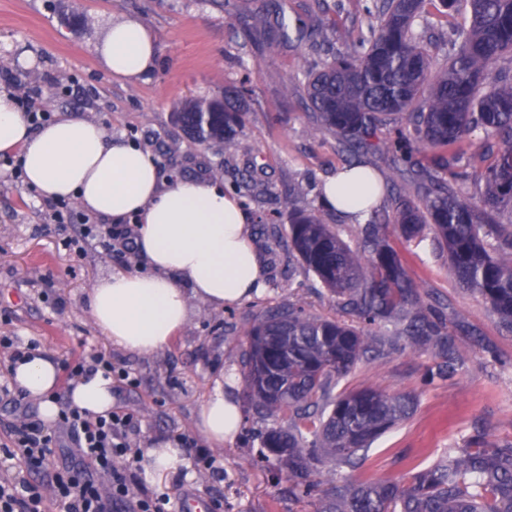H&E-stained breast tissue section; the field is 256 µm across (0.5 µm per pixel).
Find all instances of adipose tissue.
I'll list each match as a JSON object with an SVG mask.
<instances>
[{"mask_svg":"<svg viewBox=\"0 0 512 512\" xmlns=\"http://www.w3.org/2000/svg\"><path fill=\"white\" fill-rule=\"evenodd\" d=\"M112 74L135 80L149 71L156 48L137 20L113 21L98 47ZM0 153L18 155L25 180L42 199H76L87 213L120 221L138 217L137 250L150 268L146 274L114 272L90 291L91 315L113 343L135 354L163 350L190 318L192 301L220 310L263 287L264 269L251 230L237 201L216 183L182 180L163 185L149 151L108 138L95 122L73 114L32 129L12 98L0 92ZM370 168L338 171L324 187L329 207L358 221L379 195L362 201L365 184H379ZM59 370L50 355L35 351L18 363L11 377L39 403L44 422L55 421ZM69 401L90 415L112 411V379L97 371L77 379ZM241 409L223 388L203 403L197 426L211 444L234 441ZM145 473L157 480L189 469L180 448L156 444L145 451Z\"/></svg>","mask_w":512,"mask_h":512,"instance_id":"ef3b65f1","label":"adipose tissue"}]
</instances>
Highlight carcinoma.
<instances>
[{
  "mask_svg": "<svg viewBox=\"0 0 512 512\" xmlns=\"http://www.w3.org/2000/svg\"><path fill=\"white\" fill-rule=\"evenodd\" d=\"M436 9L464 10L453 33L456 51L440 79L424 92L433 56L420 20ZM367 27L348 32L349 48L298 82L318 126L343 145L345 167L386 148L395 169L421 177L416 196L393 185V212L369 207L361 232L366 252L351 248L313 212L289 213L288 250L336 297V315L313 316L294 303L269 307L254 319L242 352L248 404L271 421L261 459L303 500L320 488L317 512H512V443L489 445L480 434L450 448L436 463L414 468L403 484L366 478L351 483L311 479L331 459L355 470L362 452L408 419L416 398L367 387L333 395L371 350L360 326L399 327L409 344L433 349L441 361L429 378L458 370L447 322L426 303L388 237L408 242L428 225L445 244L456 279L478 294L512 329V231L498 224L512 213V70L497 66L512 52V0H382ZM263 29L299 46L323 45L317 22L291 28L281 0L259 14ZM249 90L233 87L224 99H188L174 122L199 142L232 141L244 125ZM482 131L493 159L468 172L470 160L428 151L448 148ZM474 180L480 193L453 187ZM288 417V426L279 423Z\"/></svg>",
  "mask_w": 512,
  "mask_h": 512,
  "instance_id": "cac0c4a2",
  "label": "carcinoma"
}]
</instances>
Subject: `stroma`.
Here are the masks:
<instances>
[{
    "label": "stroma",
    "instance_id": "35a3bbf8",
    "mask_svg": "<svg viewBox=\"0 0 512 512\" xmlns=\"http://www.w3.org/2000/svg\"><path fill=\"white\" fill-rule=\"evenodd\" d=\"M225 0H0V91L17 94L26 76L45 100L51 116L69 112L100 124L115 139L150 150L162 180L215 179L241 205L255 242L267 261V288L217 311L197 302L189 322L162 351L137 355L112 345L94 322L89 293L111 272L147 269L140 255L106 253L88 245L84 253L65 246L79 236L82 220L58 229L45 201L24 180L5 177L0 155V336L20 345L36 343L56 362L105 351L114 366L135 382L113 389V409L139 420V448L159 440L203 448L197 430L201 405L216 383L234 376L232 393L243 400L241 354L246 332L263 309L286 301L310 314L331 316L336 300L288 252V208L297 202L319 210L351 247H359L360 227L320 210L321 184L343 164L337 136L316 131L299 95L287 92L303 71L322 66L324 55L306 46L263 35L247 37L254 26L256 0H235L239 28L224 24ZM290 19L319 20L337 52L346 50L349 30L366 24L363 0H285ZM142 22L156 43L153 69L136 82L112 76L95 48L114 18ZM245 86L251 98L245 123L232 144L199 143L174 124L171 115L187 98L220 99L230 86ZM309 194L293 199L296 184ZM410 277L447 320L448 332L464 364L446 380H424L430 351L394 343L393 328L370 327L369 341L382 351L364 359L336 389L373 386L388 393H411L413 415L373 442L364 452L367 473L405 481L413 465H428L445 451L465 445L476 430L492 444L512 443V330L477 295L462 288L448 252L433 229L410 242L392 239ZM38 406L26 412L0 401V479L21 472L7 458L13 428L38 419ZM265 421L242 412L235 442L210 450L216 470L194 469L192 478L173 474L145 483L151 493L221 501L223 512H313V499L295 500L287 483H275L259 462L257 432Z\"/></svg>",
    "mask_w": 512,
    "mask_h": 512
}]
</instances>
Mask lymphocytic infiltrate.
Masks as SVG:
<instances>
[{"label":"lymphocytic infiltrate","mask_w":512,"mask_h":512,"mask_svg":"<svg viewBox=\"0 0 512 512\" xmlns=\"http://www.w3.org/2000/svg\"><path fill=\"white\" fill-rule=\"evenodd\" d=\"M138 431L131 414L93 417L65 401L57 429L24 423L15 428L10 446L27 470L37 471L57 448L70 444V459L54 472L58 512H112L116 503L127 504L128 512H169L168 494H131L143 458L132 443ZM0 512H45L41 488L22 477L1 481Z\"/></svg>","instance_id":"lymphocytic-infiltrate-1"}]
</instances>
